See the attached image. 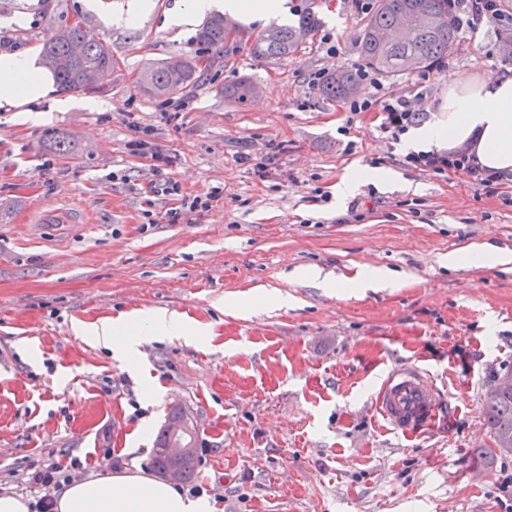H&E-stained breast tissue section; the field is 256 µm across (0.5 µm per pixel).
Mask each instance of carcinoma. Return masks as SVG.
<instances>
[{"mask_svg":"<svg viewBox=\"0 0 512 512\" xmlns=\"http://www.w3.org/2000/svg\"><path fill=\"white\" fill-rule=\"evenodd\" d=\"M297 24L274 25L254 39H244L245 33L224 14L211 16L198 29L195 43L198 52L181 54L180 67L173 69L171 58L148 62L140 71L137 87L154 98H168L194 84L202 65L224 55L229 57L227 44L238 48L242 41L250 43V54L264 62H281L293 57L307 37L319 26L315 0H302L295 10ZM408 25L401 39L388 42L377 40L381 31L397 27L402 19ZM78 22L58 27L42 44L41 64L55 77L62 93L96 91L94 77L98 69L114 66L112 52L102 39L85 44L82 55L70 66L58 68L52 59L68 54L73 41L81 37ZM458 30L451 0H374V4L359 30L357 40L365 67L391 78H400L416 69L433 68L448 57V42L456 41ZM256 85L242 77L224 87V98L244 106L254 96ZM359 90L357 76L338 68L324 80L321 93L328 100L349 98ZM482 416L491 439L483 452L492 456H512V388L493 384L482 404Z\"/></svg>","mask_w":512,"mask_h":512,"instance_id":"obj_1","label":"carcinoma"}]
</instances>
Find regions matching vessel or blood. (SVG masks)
Masks as SVG:
<instances>
[{"label":"vessel or blood","instance_id":"b4317fda","mask_svg":"<svg viewBox=\"0 0 512 512\" xmlns=\"http://www.w3.org/2000/svg\"><path fill=\"white\" fill-rule=\"evenodd\" d=\"M381 416L408 436L432 430L441 410L440 397L424 371L416 366L393 370L376 402Z\"/></svg>","mask_w":512,"mask_h":512}]
</instances>
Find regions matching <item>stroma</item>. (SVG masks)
<instances>
[{
    "instance_id": "1",
    "label": "stroma",
    "mask_w": 512,
    "mask_h": 512,
    "mask_svg": "<svg viewBox=\"0 0 512 512\" xmlns=\"http://www.w3.org/2000/svg\"><path fill=\"white\" fill-rule=\"evenodd\" d=\"M128 3L0 0V54L40 52L79 20L116 62L106 91L67 95L40 123L0 111V490L37 501L34 463L80 460L76 479L150 470L157 432L181 405L201 437L191 486L213 512H512L501 487L512 457L483 454L481 414L512 366V263L474 261L488 245L512 254V203L404 168L378 110L352 116L321 95L315 74L362 66L365 16L350 0H321L322 25L293 59L264 64L243 49L163 101L134 81L145 63L195 52V29L164 23L186 0H152L132 28L114 22ZM506 64L498 26L485 24L444 67L383 85L426 82L427 114L450 82ZM244 76L261 94L241 107L224 87ZM57 136L69 152L53 150ZM140 138L163 162L137 152ZM375 168L400 183H365L337 207L341 178ZM168 180L223 197L172 223L177 198L146 190ZM310 266L326 286L292 278ZM368 267L395 286L358 287ZM261 286L287 304L229 310ZM146 310L206 335L149 338L131 368L76 333ZM405 366L424 369L446 401L436 432L403 436L374 408Z\"/></svg>"
}]
</instances>
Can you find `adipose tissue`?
Returning a JSON list of instances; mask_svg holds the SVG:
<instances>
[{
	"label": "adipose tissue",
	"mask_w": 512,
	"mask_h": 512,
	"mask_svg": "<svg viewBox=\"0 0 512 512\" xmlns=\"http://www.w3.org/2000/svg\"><path fill=\"white\" fill-rule=\"evenodd\" d=\"M213 11L250 24L286 15L288 7L286 0H188L183 9L168 16L167 23L187 27ZM53 84L51 74L38 65L35 55H0V108L4 111L18 112L43 99L48 100L49 110L61 108V100L52 96ZM406 144L417 151L465 148L483 167L512 171V68L449 85L447 99L431 118L408 130ZM155 332L194 342L202 338L200 330L161 310L105 319L82 330L87 340L130 366L137 364L147 335ZM54 508L56 512H212L206 498L189 497L144 471L119 470L68 483Z\"/></svg>",
	"instance_id": "obj_1"
}]
</instances>
